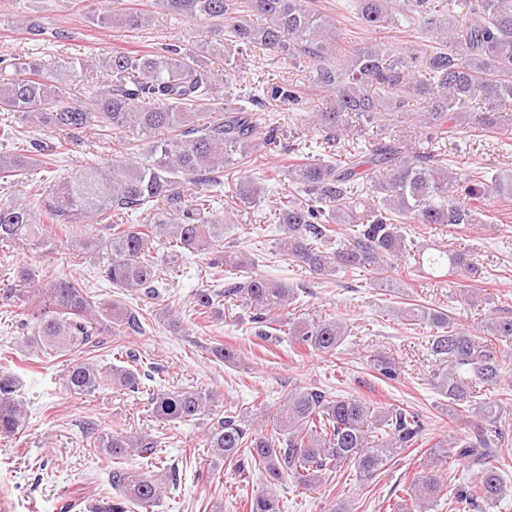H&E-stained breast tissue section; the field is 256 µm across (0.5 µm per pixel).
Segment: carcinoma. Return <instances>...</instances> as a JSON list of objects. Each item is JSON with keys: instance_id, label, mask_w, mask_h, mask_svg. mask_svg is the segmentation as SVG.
I'll return each instance as SVG.
<instances>
[{"instance_id": "carcinoma-1", "label": "carcinoma", "mask_w": 512, "mask_h": 512, "mask_svg": "<svg viewBox=\"0 0 512 512\" xmlns=\"http://www.w3.org/2000/svg\"><path fill=\"white\" fill-rule=\"evenodd\" d=\"M364 27L398 25L393 0H357ZM463 22L438 19L437 0H403L410 25L435 35V45L420 52L370 42L340 52L339 28L316 9L315 0H158L167 14L207 25L220 38L224 61L262 55L285 65L304 64L310 84L324 93L321 105L309 104L302 86L285 79L237 90L238 67L216 68L193 46L177 39L146 51H114L94 61L46 65L20 55L0 54V112L17 114L31 127L58 131L71 142L90 133L133 136L142 158L112 159L87 164L75 174L39 188L22 199L0 204V248L29 243L53 250L65 240L94 257L100 277L112 288L134 289L158 297L155 244L166 245L163 259L170 278L180 272L183 253L210 256L226 266L224 289L194 294L199 314H213L226 300L251 308L254 335L275 333L291 338L305 352L333 357L347 336V325L334 316H289L298 298L296 288L265 276L242 281L234 272L254 260L224 246V226L214 215L224 197V171L237 169L236 200L249 207L265 191L248 176L252 156L263 153L289 159L292 194L271 206L279 225L275 253L310 274L327 279L339 272L367 269L387 281L402 275L407 249L406 224L457 227L481 223L490 192L512 196V173L489 187L479 172L461 178L439 167L436 155L418 151L400 133H391L383 113L398 112L420 127L426 141L436 143L448 130L478 129L512 133V0H457ZM98 26L140 30L149 18L134 0H112V8L91 9ZM106 73L102 80L98 73ZM78 86L91 99L86 106L70 101L66 90ZM288 112L286 128L274 104ZM374 125L368 146L344 160L313 152L295 154V133L309 130L319 142L336 147L350 135L353 123ZM17 130H0V181L29 178L36 169L56 162L57 147L28 140L29 149L11 148ZM466 183L469 203L452 194L454 183ZM336 239V250L324 243ZM417 270L437 279L475 282L481 269L470 255L444 250L418 252ZM19 295L31 294L36 305V331L27 339L30 355H65L93 342L106 321L115 335L143 334L147 317L117 302L97 309V302L78 280L67 276L36 287V272L16 271ZM400 319L425 325L430 351L447 364L437 388L448 398L449 421L474 409L478 424L465 434L435 442L429 455L446 461L454 449L474 457L479 466L465 487L451 488L448 498L477 512L504 495L501 469L491 450L509 451L512 422L504 420L505 402L480 392L500 389L503 355L500 343L512 346V316L493 311L472 329L451 313L413 304L397 311ZM124 365L102 369L78 362L66 374V386L92 394L109 386L138 393L149 391L148 407L158 422L174 426L204 419L209 424L205 446L235 470L249 465L269 484L290 477L309 487L329 474L354 466L363 481L374 480L418 444L423 433L419 413L401 406H380L359 396L332 395L316 386L288 390L273 410L261 409L243 420L224 413L217 393L150 390V374L138 370L137 355L120 352ZM370 366L386 380H397L401 366L374 354ZM17 378L0 375V438L23 432L27 411L16 398ZM99 458L106 464L116 491L103 512H128L136 507L154 512L168 488L161 487L147 466L165 463L161 441L124 428L106 429L91 421ZM146 466L124 465L132 458ZM450 478L431 467L405 479L402 494L412 503L390 510L427 512ZM249 512H283L280 498L263 491L251 498Z\"/></svg>"}]
</instances>
